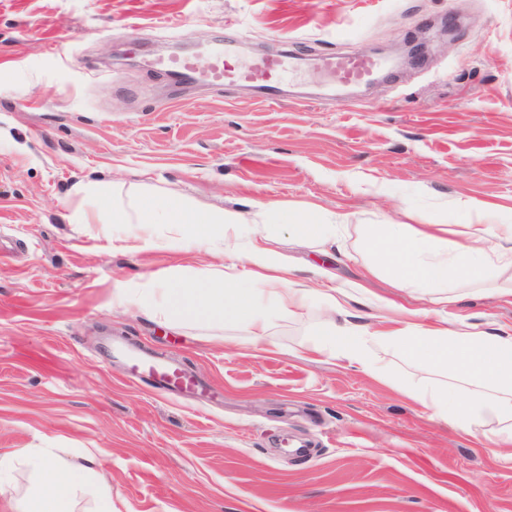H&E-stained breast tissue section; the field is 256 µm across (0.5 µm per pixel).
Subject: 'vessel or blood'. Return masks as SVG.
Listing matches in <instances>:
<instances>
[{"instance_id": "b4317fda", "label": "vessel or blood", "mask_w": 512, "mask_h": 512, "mask_svg": "<svg viewBox=\"0 0 512 512\" xmlns=\"http://www.w3.org/2000/svg\"><path fill=\"white\" fill-rule=\"evenodd\" d=\"M283 67V60L269 59L254 66L246 73L245 78L264 88L267 99L272 100L277 96V75ZM326 67L328 70L336 71L340 81L350 83L378 72L380 62L369 56H356L345 65L336 64L332 59L327 60ZM169 73L179 81L204 79L215 86L223 85L224 53L216 51L206 70H199L193 60L182 59L170 64ZM127 374L131 380L147 383L168 394H195L202 398L210 394V384L201 381L182 365L170 360L137 356L130 359Z\"/></svg>"}]
</instances>
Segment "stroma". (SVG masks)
I'll return each mask as SVG.
<instances>
[{
    "mask_svg": "<svg viewBox=\"0 0 512 512\" xmlns=\"http://www.w3.org/2000/svg\"><path fill=\"white\" fill-rule=\"evenodd\" d=\"M431 35L427 60L341 86L321 61ZM235 43L247 71L288 53L278 101L241 83L174 86L171 45ZM113 180L212 208L273 203L270 247L295 278L326 269L419 323L512 327V302L455 285L456 303L393 287L364 243L374 224L512 223V0H0V455L103 449L112 512H512V458L489 419L466 434L408 397L471 382L376 339L384 369L309 354L311 304L253 343L244 327H174L113 288L214 259L171 241L121 251L68 220L75 185ZM342 224L316 246L289 230L310 207ZM214 381L200 400L125 382L115 339Z\"/></svg>",
    "mask_w": 512,
    "mask_h": 512,
    "instance_id": "obj_1",
    "label": "stroma"
}]
</instances>
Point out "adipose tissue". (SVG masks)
<instances>
[{"label": "adipose tissue", "mask_w": 512, "mask_h": 512, "mask_svg": "<svg viewBox=\"0 0 512 512\" xmlns=\"http://www.w3.org/2000/svg\"><path fill=\"white\" fill-rule=\"evenodd\" d=\"M74 193L97 202L93 211L75 210V223L123 226L120 240L126 248L151 243L156 225L165 224L186 245L206 249L220 261L204 274L191 276L177 266L113 289L115 303L137 306L143 314L176 326L243 325L261 339L269 336L274 314L316 299L324 324L309 353H333L372 373L376 366L366 358L365 336L374 334L409 360L424 358L477 382V389L464 396L453 387L412 391V398L436 418L465 433L489 418L512 424V329L490 332L477 323L452 329L444 319L425 327L415 322L414 311L404 309L366 331L347 320L344 291L295 282L288 256L271 251L267 236L256 233L253 213L272 211L264 202L254 203L249 213L199 208L185 201L127 199L120 184L103 182L78 184ZM368 245L390 272L394 287L424 290L444 304L451 301L450 286L462 280L493 286L500 297L512 296V224L470 225L462 242L450 239L442 224H380ZM95 461L92 452L77 461L52 448H16L0 456V492L10 487L14 471L23 468L34 475L36 488L17 501L15 512H72Z\"/></svg>", "instance_id": "adipose-tissue-1"}]
</instances>
